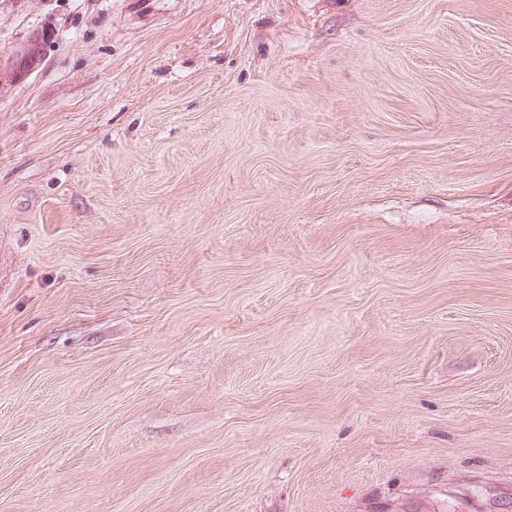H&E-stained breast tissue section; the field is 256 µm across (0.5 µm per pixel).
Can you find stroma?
<instances>
[{
	"mask_svg": "<svg viewBox=\"0 0 512 512\" xmlns=\"http://www.w3.org/2000/svg\"><path fill=\"white\" fill-rule=\"evenodd\" d=\"M0 512L512 489V0H0ZM43 36L37 34L30 38L23 49L16 54L12 65L8 69L0 68V83L15 78L19 71L26 69L37 62L41 57L43 48Z\"/></svg>",
	"mask_w": 512,
	"mask_h": 512,
	"instance_id": "1",
	"label": "stroma"
}]
</instances>
